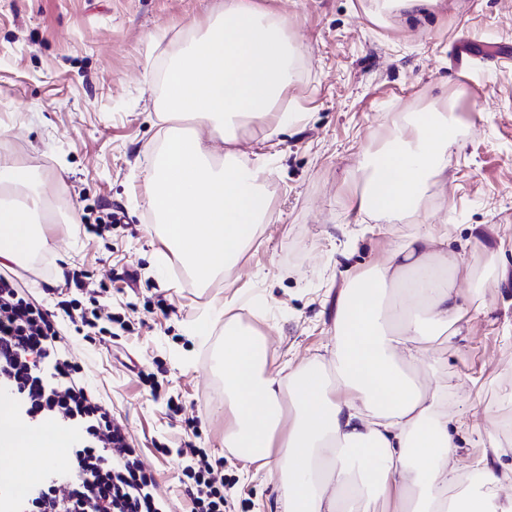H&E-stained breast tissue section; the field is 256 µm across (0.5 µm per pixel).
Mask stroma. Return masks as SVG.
<instances>
[{"instance_id":"35a3bbf8","label":"stroma","mask_w":512,"mask_h":512,"mask_svg":"<svg viewBox=\"0 0 512 512\" xmlns=\"http://www.w3.org/2000/svg\"><path fill=\"white\" fill-rule=\"evenodd\" d=\"M288 19L300 48L285 97L302 120L274 139L240 130L247 161L270 159L272 223L236 266L202 288L178 257L147 234L146 151L164 129L155 117L161 72L215 0H0V154L39 184L52 248L44 264L8 268L40 304L72 300L64 273L85 270L105 285L114 320L108 342L60 329L71 357L103 405L122 422L170 512H185L176 475L186 443L206 449L224 475L227 512H275L267 470L224 446V384L215 373L224 336L192 333L194 320L229 296L260 304L269 366L329 358L335 302L349 275L371 269L387 246L418 225L447 233L463 261L459 302L480 299L453 338L431 347L443 363L429 384L448 386V414L491 433L512 463V436L498 422L512 410V0H440L432 8L377 17L373 0H257ZM457 98L445 202L386 223H358L348 186L365 151L393 123ZM122 221L87 232L108 213ZM138 273L126 288L127 271ZM484 286L474 289L476 279ZM172 313L162 314L158 301ZM184 411L174 414L168 400Z\"/></svg>"}]
</instances>
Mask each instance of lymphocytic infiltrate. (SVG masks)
<instances>
[{
  "label": "lymphocytic infiltrate",
  "instance_id": "lymphocytic-infiltrate-1",
  "mask_svg": "<svg viewBox=\"0 0 512 512\" xmlns=\"http://www.w3.org/2000/svg\"><path fill=\"white\" fill-rule=\"evenodd\" d=\"M101 334L98 307L64 301L59 311L36 306L10 274L0 273V389L12 392L14 413L30 425L58 422L76 433L69 470L44 473L35 483L0 495V512H168L125 430L76 376L58 326ZM179 478L188 512H225L224 479L204 449L187 444Z\"/></svg>",
  "mask_w": 512,
  "mask_h": 512
}]
</instances>
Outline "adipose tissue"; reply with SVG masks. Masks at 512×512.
I'll return each mask as SVG.
<instances>
[{
  "instance_id": "1",
  "label": "adipose tissue",
  "mask_w": 512,
  "mask_h": 512,
  "mask_svg": "<svg viewBox=\"0 0 512 512\" xmlns=\"http://www.w3.org/2000/svg\"><path fill=\"white\" fill-rule=\"evenodd\" d=\"M285 18L256 0H219L169 62L156 117L168 126L146 169V204L155 215L148 233L209 285L237 262L273 211L265 166L242 162L236 129L252 122L275 138L299 123L282 98L293 82L297 46ZM190 115L195 129L174 127ZM457 120L418 112L395 128L382 152L361 162L351 187L359 213L386 220L415 212L427 194L444 199L442 177ZM44 201L11 159L0 157V264L15 263L51 243L41 229ZM460 265L447 236L420 225L383 262L354 275L336 303V343L329 360L278 369L268 365L269 340L244 322L237 299L215 306L194 325L210 335L224 323L218 368L224 381V446L261 463L279 490V512H512L495 504L512 481V466L489 441L474 487L449 498L461 475L452 429L478 432L465 416L449 418L443 387H427L421 363L440 336H456L472 301H457L447 272ZM68 433L32 430L0 405V456L13 470L0 475L14 488L35 479L47 448L62 449Z\"/></svg>"
}]
</instances>
